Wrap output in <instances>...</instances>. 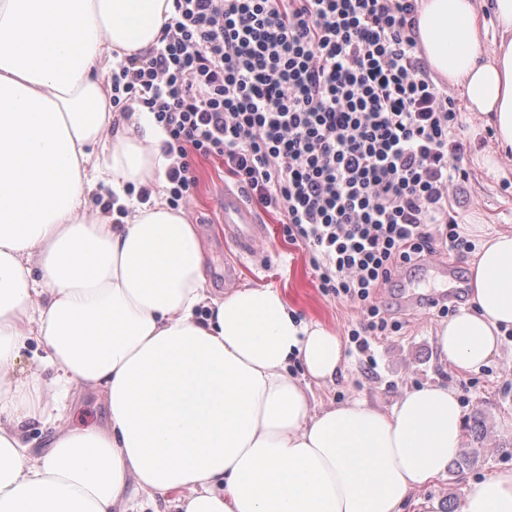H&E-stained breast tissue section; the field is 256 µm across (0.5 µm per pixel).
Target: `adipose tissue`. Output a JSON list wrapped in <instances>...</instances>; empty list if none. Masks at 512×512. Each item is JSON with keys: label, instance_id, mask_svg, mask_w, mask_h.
<instances>
[{"label": "adipose tissue", "instance_id": "ef3b65f1", "mask_svg": "<svg viewBox=\"0 0 512 512\" xmlns=\"http://www.w3.org/2000/svg\"><path fill=\"white\" fill-rule=\"evenodd\" d=\"M170 0H0V512H403L462 445L455 392L427 383L391 412L355 400L312 412L311 383L342 367L336 332L270 287L207 294L206 256L159 193L171 160L153 114L113 128L106 77L154 43ZM493 50L475 0H424L418 41L512 150V0H493ZM127 209L86 220L98 184ZM153 191L141 203L127 184ZM470 309L437 346L479 370L512 330V234L483 240ZM56 371L14 383L29 342ZM297 360L303 378L288 371ZM71 385L102 398L105 426L59 433L34 453L24 425ZM461 512H512V468L467 481Z\"/></svg>", "mask_w": 512, "mask_h": 512}]
</instances>
